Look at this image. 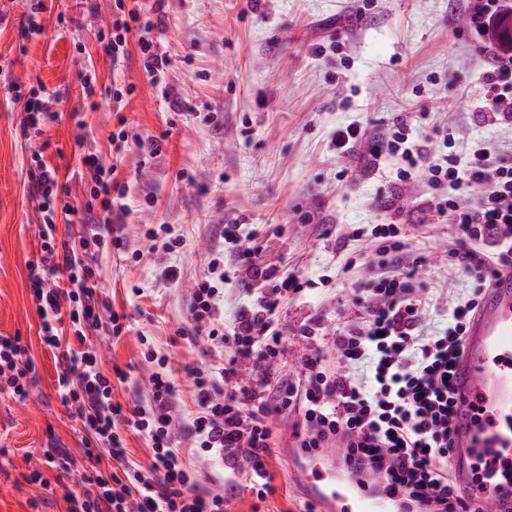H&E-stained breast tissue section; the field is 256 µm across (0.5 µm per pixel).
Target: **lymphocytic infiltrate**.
<instances>
[{
  "label": "lymphocytic infiltrate",
  "mask_w": 512,
  "mask_h": 512,
  "mask_svg": "<svg viewBox=\"0 0 512 512\" xmlns=\"http://www.w3.org/2000/svg\"><path fill=\"white\" fill-rule=\"evenodd\" d=\"M512 15V0H466L469 30L492 45L482 72L479 109L491 122H512V51L497 46L496 30ZM142 37L137 41L150 81L170 60L148 35L160 29L155 8L133 12ZM397 157L399 181L415 175L438 190L435 208L449 215L457 236L448 250V268L474 279L469 296L452 309L447 327L434 335L423 331L429 305L419 286L423 255L409 251L404 227L379 224L373 230L378 252L370 275L355 290L365 310L361 326L333 336L334 357L321 351L305 355L298 371L284 375L280 356L279 315L287 300L300 297L305 284L290 270L266 260L259 233L240 224L225 225L222 242L211 252L208 267L217 281L197 283L190 295L187 321L196 334L229 353L219 367L192 369L198 410L178 421L176 395L168 360L147 351L156 363L148 401L124 412L114 402L112 377L104 372L88 332L122 330L120 317L103 298L95 271L82 249L110 238L122 247L125 188L115 166L96 154L82 164L89 193L101 211L94 223L70 205H58V172L39 164L30 192L46 215L41 258L31 271L33 296L42 319V339L57 349L58 393L70 414L81 421L90 444L81 460L56 449L47 463L81 464L86 472L82 493H67V512H224V496L203 493L193 471L184 467L179 445L190 440L198 456L223 460L231 472L246 475L260 494L271 492L266 467L274 445L269 418L298 409L294 435L300 447H336L344 469L362 474L374 488L395 499L399 512H485L481 501L460 492L449 463L454 452L453 370L461 355L467 325L484 293L501 274L512 273V157L490 151L462 162L455 153L431 159L409 117H397L386 139L373 148L369 165ZM83 223L79 245L56 246L57 221ZM251 289L250 300L232 321H224L220 286ZM69 323L73 341L62 340L57 326ZM19 337L0 336V392L24 397L23 357ZM146 436L150 466L129 459L125 430Z\"/></svg>",
  "instance_id": "lymphocytic-infiltrate-1"
}]
</instances>
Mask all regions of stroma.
<instances>
[{"label":"stroma","mask_w":512,"mask_h":512,"mask_svg":"<svg viewBox=\"0 0 512 512\" xmlns=\"http://www.w3.org/2000/svg\"><path fill=\"white\" fill-rule=\"evenodd\" d=\"M41 35L23 34L27 0H0V336H17L30 360L19 400L0 393V512H66V491H80L81 471L61 474L43 462L48 448L79 452L85 432L58 395L55 357L42 339L33 301L31 269L41 257L42 215L29 193L38 161L57 168L67 202L85 208L89 189L80 158L115 156L126 187L121 216L125 247L89 246L87 259L113 309L122 316L119 337L98 331L95 343L105 369L127 376L115 384L123 408L147 399L154 369L147 346L173 369L177 412L197 411L190 368H209L222 353L188 333L190 290L208 276V253L223 225L257 224L274 242L270 260H281L309 286L289 300L280 318L287 364L357 326L363 311L350 300L349 279L335 273L348 257H373L378 224H404L406 241L428 255L421 287L435 299L426 321L442 328L454 302L472 282L448 272L455 225L437 216L434 190L417 177L402 183L396 164L362 162L366 145L336 153L337 127L360 125L369 137L384 133L392 118L411 116L427 135L428 152L460 157L486 149L512 154V124L487 123L476 101L483 55L463 22V0H163L164 25L156 39L171 59L162 99L144 72L137 32L128 55L113 64L100 41L115 17L112 0H44ZM96 76L86 95L81 72ZM133 85L112 100V81ZM57 91L60 117L36 141L22 134L24 103L11 83ZM158 140V154L116 148L119 131ZM454 136L448 147L446 136ZM161 230L153 240L148 230ZM358 230L360 240L342 243ZM180 239L172 252L162 242ZM175 280H165L164 267ZM333 278L331 286L320 283ZM314 337H307L308 329ZM297 411L275 415L276 444L268 460L273 491L258 498L249 481L230 477L222 461L195 456L182 443L185 466L201 489L224 495V512H305L314 494L334 496L328 472L340 452L298 448L292 433Z\"/></svg>","instance_id":"1"}]
</instances>
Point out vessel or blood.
I'll return each mask as SVG.
<instances>
[{
	"mask_svg": "<svg viewBox=\"0 0 512 512\" xmlns=\"http://www.w3.org/2000/svg\"><path fill=\"white\" fill-rule=\"evenodd\" d=\"M454 386L452 464L462 492L497 505L512 501V483L497 476L512 461V276L487 290L472 316ZM476 465L494 471V478L474 483ZM338 478L344 491L336 500L347 512H388L387 498L363 488L356 476L342 472Z\"/></svg>",
	"mask_w": 512,
	"mask_h": 512,
	"instance_id": "vessel-or-blood-1",
	"label": "vessel or blood"
}]
</instances>
